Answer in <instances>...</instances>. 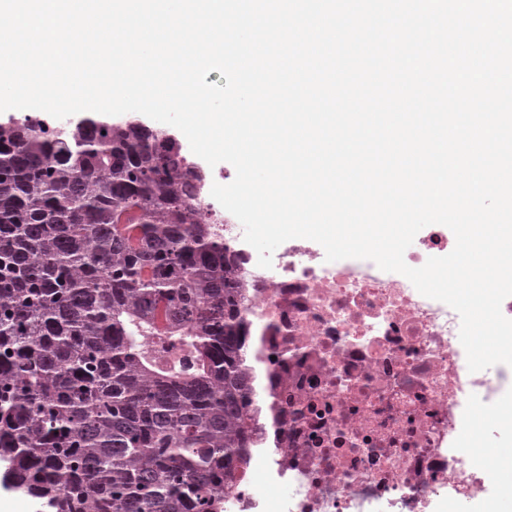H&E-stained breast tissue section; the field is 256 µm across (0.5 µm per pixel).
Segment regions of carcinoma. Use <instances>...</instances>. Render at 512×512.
I'll return each instance as SVG.
<instances>
[{"instance_id":"obj_1","label":"carcinoma","mask_w":512,"mask_h":512,"mask_svg":"<svg viewBox=\"0 0 512 512\" xmlns=\"http://www.w3.org/2000/svg\"><path fill=\"white\" fill-rule=\"evenodd\" d=\"M169 130L0 124V486L39 512H224L241 285Z\"/></svg>"}]
</instances>
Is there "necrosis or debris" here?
<instances>
[{"instance_id": "1", "label": "necrosis or debris", "mask_w": 512, "mask_h": 512, "mask_svg": "<svg viewBox=\"0 0 512 512\" xmlns=\"http://www.w3.org/2000/svg\"><path fill=\"white\" fill-rule=\"evenodd\" d=\"M182 152L203 168L198 200L236 258L256 384L251 444L224 512H438L503 494L492 457L474 463L467 427L478 412L494 429L512 423V367L469 372L458 313L372 261L329 263L298 238L259 267L211 195L231 172ZM454 246L432 224L404 258L419 267Z\"/></svg>"}]
</instances>
